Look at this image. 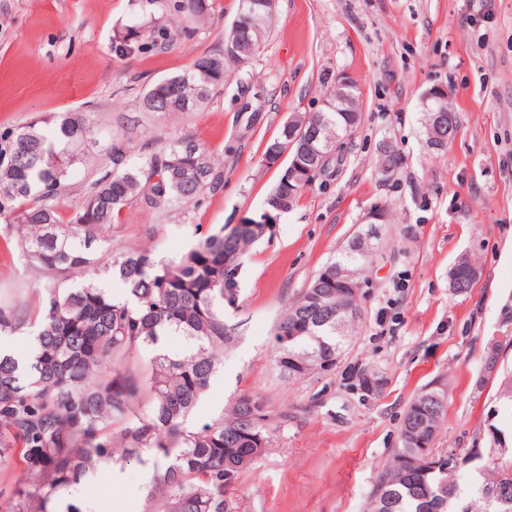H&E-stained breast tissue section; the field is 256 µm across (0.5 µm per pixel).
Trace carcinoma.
Instances as JSON below:
<instances>
[{"instance_id":"carcinoma-1","label":"carcinoma","mask_w":512,"mask_h":512,"mask_svg":"<svg viewBox=\"0 0 512 512\" xmlns=\"http://www.w3.org/2000/svg\"><path fill=\"white\" fill-rule=\"evenodd\" d=\"M249 5L239 0L221 52L159 81L167 94L157 111H196L224 84L228 64L259 52L242 28ZM175 8L199 19L217 3L179 0ZM213 63L206 83L198 68ZM293 121L319 133L313 160L324 171L336 154V136L352 135L359 115L312 112ZM48 123V134L34 125L0 134L6 239L45 278L34 311L0 308V338L34 329L29 355L0 346V461L13 468L11 490L0 488L5 512H85L71 489L103 462L132 459L152 463L146 512H232L226 494L270 447L272 411L262 397L243 393L200 427L191 415L221 368L224 349L239 335L226 311L238 307L241 258L263 233L245 226L200 232L185 254L168 262L147 251L115 252L112 223L128 204L163 212L193 205L216 187L209 148L179 137L134 159L122 139L97 137L80 112L54 113ZM94 154L103 158L104 174L89 183L81 209L63 210L70 171ZM309 185L302 179L288 187L280 179L266 201L289 206ZM373 256L366 235L285 309L275 327L284 380L326 373L324 362L341 355L356 320L336 316V268L348 270L358 288ZM114 281L124 286L125 298L112 296ZM311 289L324 294L322 306L309 302ZM174 334L185 342L177 355L165 346ZM139 350L151 354L146 371L116 369ZM257 401L264 406L259 417L252 407ZM444 401L442 392L426 389L410 402L399 446L370 492L367 512H512V448L489 449L485 471L468 468L471 457L452 448L424 465L411 464L422 453L419 443L433 446Z\"/></svg>"}]
</instances>
